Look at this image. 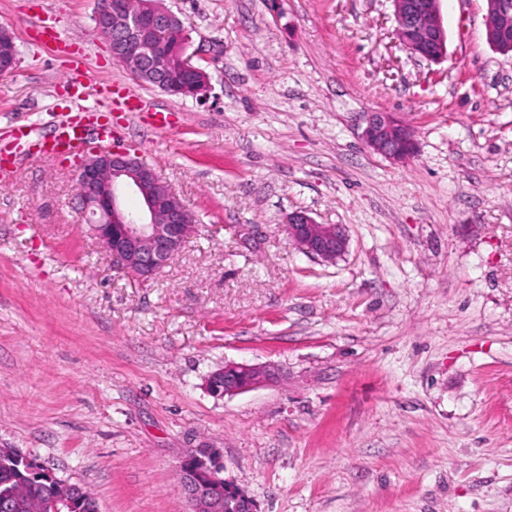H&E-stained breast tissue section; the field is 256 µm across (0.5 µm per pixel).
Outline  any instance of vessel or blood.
Listing matches in <instances>:
<instances>
[{
  "instance_id": "obj_1",
  "label": "vessel or blood",
  "mask_w": 512,
  "mask_h": 512,
  "mask_svg": "<svg viewBox=\"0 0 512 512\" xmlns=\"http://www.w3.org/2000/svg\"><path fill=\"white\" fill-rule=\"evenodd\" d=\"M96 102H89L86 94L74 97L54 121L50 133H43L37 124L13 128L15 142L23 143L29 151L74 157L89 145L107 147L120 138L122 126L103 119L102 111L112 102H119L125 111L149 116L152 127L165 131L172 127V115L166 110H146L140 97L126 89L105 83L96 91Z\"/></svg>"
}]
</instances>
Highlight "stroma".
Here are the masks:
<instances>
[{
  "label": "stroma",
  "mask_w": 512,
  "mask_h": 512,
  "mask_svg": "<svg viewBox=\"0 0 512 512\" xmlns=\"http://www.w3.org/2000/svg\"><path fill=\"white\" fill-rule=\"evenodd\" d=\"M97 2L0 0V133L125 82L175 126L127 123L120 146L198 232L137 280L84 222L78 158L0 182V448L100 512H185L179 467L204 448L256 512H512V55L487 0H442L438 62L399 44L390 0H164L210 75L198 99L114 61ZM370 112L410 125L412 160L364 145ZM294 211L343 225L346 253L304 254ZM229 362L276 377L213 396ZM17 45L14 35L0 26V76L11 74L16 65Z\"/></svg>",
  "instance_id": "35a3bbf8"
}]
</instances>
